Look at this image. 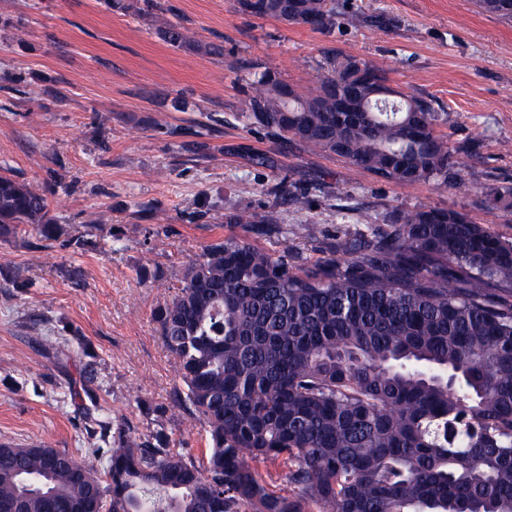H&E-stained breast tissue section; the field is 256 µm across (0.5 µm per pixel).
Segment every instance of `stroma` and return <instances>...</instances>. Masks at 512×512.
I'll return each instance as SVG.
<instances>
[{"mask_svg": "<svg viewBox=\"0 0 512 512\" xmlns=\"http://www.w3.org/2000/svg\"><path fill=\"white\" fill-rule=\"evenodd\" d=\"M113 0H0V174L48 198L58 227L0 237V443H45L84 457L97 397L114 426L160 430L197 466L208 434L154 318L189 262L228 236L290 248L307 269L394 210L447 208L512 240V212L481 187H512V22L476 0H336L331 33L248 16L230 0H160L147 13ZM362 24H351L348 13ZM181 21L188 53L159 34ZM384 71L431 101L459 147L463 184L395 185L343 161L248 129L243 64L308 86L328 53ZM187 109L173 106L175 99ZM303 187L300 209L289 193ZM275 212L258 233L229 214ZM315 224V238L298 227ZM160 36L169 45L185 52L194 53L204 49L206 53L214 56H222L224 53L222 45L211 44L203 48L192 39L187 28L180 21L167 22L160 29Z\"/></svg>", "mask_w": 512, "mask_h": 512, "instance_id": "stroma-1", "label": "stroma"}]
</instances>
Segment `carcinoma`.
<instances>
[{
    "label": "carcinoma",
    "mask_w": 512,
    "mask_h": 512,
    "mask_svg": "<svg viewBox=\"0 0 512 512\" xmlns=\"http://www.w3.org/2000/svg\"><path fill=\"white\" fill-rule=\"evenodd\" d=\"M249 15L281 20L278 0ZM512 21V0H477ZM289 22L336 26V0H288ZM169 45H199L179 21ZM247 125L400 185L461 179L443 121L368 62L332 57L306 90L245 80ZM349 95L339 109L336 91ZM512 209V187L485 189ZM296 269L288 252L229 236L185 268L156 319L203 417L205 469L122 430L99 475L56 448L0 444V512H512V242L447 209L393 211ZM51 232L47 198L0 176V236ZM284 461L293 493L255 464Z\"/></svg>",
    "instance_id": "carcinoma-1"
}]
</instances>
